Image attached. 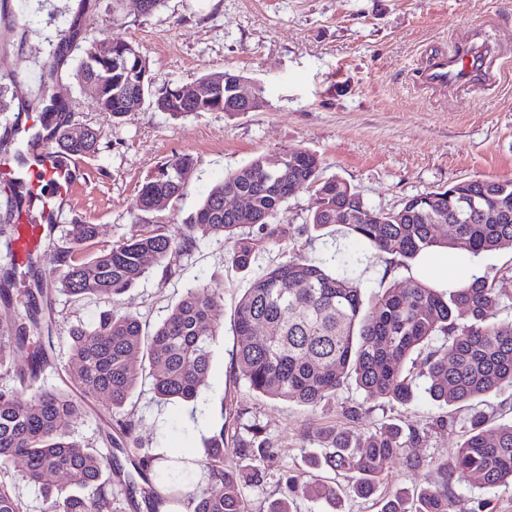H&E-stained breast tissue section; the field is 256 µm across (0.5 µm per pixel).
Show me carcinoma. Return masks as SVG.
<instances>
[{"label":"carcinoma","mask_w":512,"mask_h":512,"mask_svg":"<svg viewBox=\"0 0 512 512\" xmlns=\"http://www.w3.org/2000/svg\"><path fill=\"white\" fill-rule=\"evenodd\" d=\"M99 36L109 38L105 27ZM74 33L61 34L56 49L43 64L37 90L46 116L44 131L55 137L64 154L83 158L98 150L99 133L90 130L74 138L57 116L71 112L68 103L50 95L66 62ZM111 39V38H109ZM112 58L94 57L88 48L78 60L75 77L94 109L120 120L148 104L173 119L202 112H231L238 107L233 93L247 81L233 71L208 74L199 85L218 86L222 93L185 96L180 87L157 86L139 46L114 37ZM193 159L174 155L161 163L138 192V211L154 213L178 199L193 172ZM297 191L313 196L309 223L320 230L340 225L356 241L404 262L438 247L478 258L512 245V180L470 179L423 194L421 203L409 200L390 211L367 206L344 180L325 178L317 154L284 149L261 154L216 182L189 223L172 233L164 225L148 229L131 225L130 232L106 248L97 247L95 224H77L76 235L54 244L52 261L61 274L55 287L80 301L112 298L125 292L148 269V263H171L191 251L197 241L222 233L234 240L233 266L247 269L256 252L274 245L288 228L277 222L288 199ZM251 199L257 234H244L245 225L224 210V198ZM450 224L454 233L444 232ZM221 287L199 284L188 290L150 335L130 314L102 313L89 327L71 330L70 358L64 386L41 379L50 365L52 336L27 306L29 323L0 327V466L19 460L25 480L39 487L46 512H120L112 493V478L99 452L80 444L72 423L84 412L77 394L106 401L120 411L148 370L160 402L194 401L209 372L218 327L211 312L218 306ZM500 306L495 278L473 274L446 292L415 282L410 288L389 287L369 305L362 284L351 275L334 274L316 262L298 257L259 275L241 297L235 320L236 335L244 337L236 357L242 379L256 394L303 406L332 397L347 379L371 398L412 401L417 392L406 364L435 336L444 337V351L423 362V392L445 406L472 401L512 387V321L497 322ZM27 350L29 372H17L12 359ZM224 436V429L207 440L208 462L202 474L205 487L181 490L182 473L155 470L161 457L142 448L129 452L140 473L163 484L184 512H246L244 487L263 479L262 464L272 453L257 425ZM328 448L308 457L312 469L330 468L355 478V492L376 494L389 464L420 446L417 431L403 437L396 426L354 438L344 431L326 435ZM438 478L409 499L396 492L381 512H471L449 490V476L470 478L485 488L512 489V422L487 428L484 414L474 412L468 436L458 447L453 467L437 466ZM58 475L66 481L56 483ZM288 493L270 503L266 512H293L294 496L302 493L334 507L336 487L313 481L302 485L290 476ZM0 512H27L11 486L0 481Z\"/></svg>","instance_id":"obj_1"}]
</instances>
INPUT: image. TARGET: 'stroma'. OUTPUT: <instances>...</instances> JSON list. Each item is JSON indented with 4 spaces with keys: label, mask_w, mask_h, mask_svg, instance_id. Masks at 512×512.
<instances>
[{
    "label": "stroma",
    "mask_w": 512,
    "mask_h": 512,
    "mask_svg": "<svg viewBox=\"0 0 512 512\" xmlns=\"http://www.w3.org/2000/svg\"><path fill=\"white\" fill-rule=\"evenodd\" d=\"M86 23L106 27L111 36L137 44L157 84L187 87L203 75L230 70L264 90L265 106L255 112H204L173 119L143 107L123 120L93 111L73 76L91 38L79 34L52 87L67 101L73 123L99 130V151L84 158V176L61 216L55 240L72 237L78 224L97 225L98 242L109 245L127 235L133 222L177 229L187 223L212 185L260 154L303 148L322 160L324 176L345 180L366 205L394 210L415 196L468 179H512V0H164L142 15L136 0H0V72L14 76L1 101L0 143L26 112L39 111L36 91L42 65L71 28L77 10ZM481 27L498 45L503 70L497 83L479 94L432 96L419 90L414 75L426 54L451 49L456 38ZM185 154L194 171L182 197L165 210L137 215L136 198L159 162ZM308 192L292 196L280 216L290 231L279 243L257 254L249 269L239 270L228 256L231 242L215 235L198 241L190 254L176 258V272L157 266L112 300L74 302L55 291L54 264H46L45 283L36 287L18 268L11 299L0 297V325L26 314L29 291L37 293L39 314L52 328L55 367L47 382L59 384L58 369L70 367L74 326L93 323L105 310L132 314L153 331L187 288L201 283L222 287L212 312L221 336L213 347L210 372L197 401L162 403L149 380H140L120 414L90 397L74 422L76 439L99 449L112 468V490L123 512H148L142 489H130L132 459L110 447L106 436L117 419L130 421L140 447L170 448L205 462L206 437L216 424L226 431L255 424L273 448L261 483L245 491L248 512H264L281 496L285 480L301 475L304 457L320 451L321 430L338 428L357 436L387 425L419 430L423 437L413 460L395 458L377 496L342 494V512H380L383 497L395 491L412 495L435 479L438 464L450 463L469 427L471 408L492 425L512 421V387L476 400L474 407H441L426 394L409 404L368 397L348 381L335 396L315 407L257 395L241 378L234 332L238 302L263 270L304 256L325 260L332 269L352 262L364 300L384 288L411 287L420 280L446 288L448 279L490 272L498 277L502 303L497 320L512 321V246L478 258L436 249L447 260L443 270L426 260L404 264L376 254L342 227L318 232L308 220ZM357 408V420L346 412ZM447 426H437L438 417Z\"/></svg>",
    "instance_id": "obj_1"
}]
</instances>
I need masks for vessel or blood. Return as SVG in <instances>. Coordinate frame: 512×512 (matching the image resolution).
Returning a JSON list of instances; mask_svg holds the SVG:
<instances>
[{"instance_id":"obj_1","label":"vessel or blood","mask_w":512,"mask_h":512,"mask_svg":"<svg viewBox=\"0 0 512 512\" xmlns=\"http://www.w3.org/2000/svg\"><path fill=\"white\" fill-rule=\"evenodd\" d=\"M492 50L470 41L434 55L420 78L429 86L463 88L484 75ZM42 113L28 114L15 130L18 149L0 157V184H18L25 192L16 206L14 257L17 265L35 268L48 260V241L59 221L60 205L71 198L77 183L73 161L44 135Z\"/></svg>"}]
</instances>
